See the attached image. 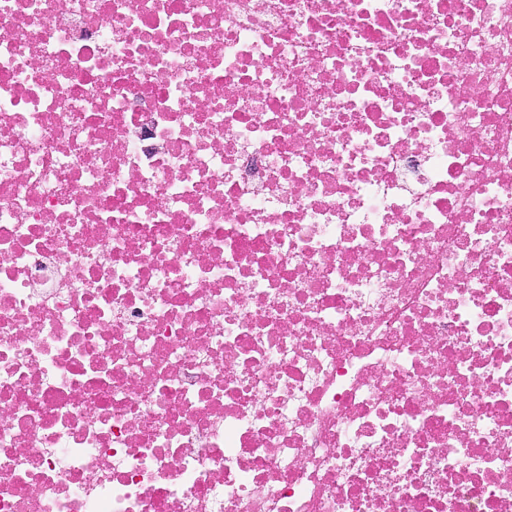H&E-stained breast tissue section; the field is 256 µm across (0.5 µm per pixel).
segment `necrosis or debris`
<instances>
[{"instance_id": "necrosis-or-debris-1", "label": "necrosis or debris", "mask_w": 512, "mask_h": 512, "mask_svg": "<svg viewBox=\"0 0 512 512\" xmlns=\"http://www.w3.org/2000/svg\"><path fill=\"white\" fill-rule=\"evenodd\" d=\"M0 512H512V0H0Z\"/></svg>"}]
</instances>
